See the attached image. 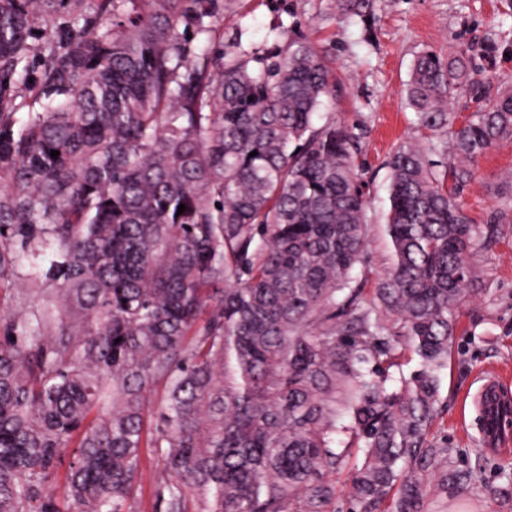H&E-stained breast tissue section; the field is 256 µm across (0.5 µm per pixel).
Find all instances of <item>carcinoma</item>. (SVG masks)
Listing matches in <instances>:
<instances>
[{
    "mask_svg": "<svg viewBox=\"0 0 512 512\" xmlns=\"http://www.w3.org/2000/svg\"><path fill=\"white\" fill-rule=\"evenodd\" d=\"M54 2L0 0V284L39 297L0 314V512H137L143 448L153 512L512 501V471L489 489L481 455L463 467L433 433L477 283L457 194L512 137V88L460 121L464 56H417L408 97L450 161L437 176L419 147L393 152L390 263L367 288L360 148L314 125L330 74L310 40L211 70L178 30H207L210 0H73L58 24ZM328 6L364 20L373 0ZM151 448L142 449L140 470L141 496L138 501L139 512H153V487L157 477V462Z\"/></svg>",
    "mask_w": 512,
    "mask_h": 512,
    "instance_id": "1",
    "label": "carcinoma"
}]
</instances>
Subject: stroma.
<instances>
[{
    "label": "stroma",
    "mask_w": 512,
    "mask_h": 512,
    "mask_svg": "<svg viewBox=\"0 0 512 512\" xmlns=\"http://www.w3.org/2000/svg\"><path fill=\"white\" fill-rule=\"evenodd\" d=\"M211 7L216 32L180 27L186 53L205 51L220 63L232 48L270 50L298 31L331 70L332 91L315 123H343L360 142L356 163L374 227L363 277L374 287L389 263L380 226L389 210L392 153L402 143L420 141L434 171H443L448 160L436 141L423 140L409 104L413 63L425 50L444 56L462 52L481 82L480 92L512 87V0H375L367 22L328 17L327 0H212ZM477 93L467 87L456 93L454 110L460 117L476 112ZM473 171L459 201L478 229L481 290L458 312L438 432L453 447L483 452L484 481L496 485L500 469L512 470V454L486 448L478 396L486 375L499 372L512 380V138L498 141Z\"/></svg>",
    "instance_id": "stroma-1"
}]
</instances>
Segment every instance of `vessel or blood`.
<instances>
[{
  "mask_svg": "<svg viewBox=\"0 0 512 512\" xmlns=\"http://www.w3.org/2000/svg\"><path fill=\"white\" fill-rule=\"evenodd\" d=\"M480 403L486 446L512 447V384L496 374L487 377L481 388Z\"/></svg>",
  "mask_w": 512,
  "mask_h": 512,
  "instance_id": "obj_1",
  "label": "vessel or blood"
}]
</instances>
